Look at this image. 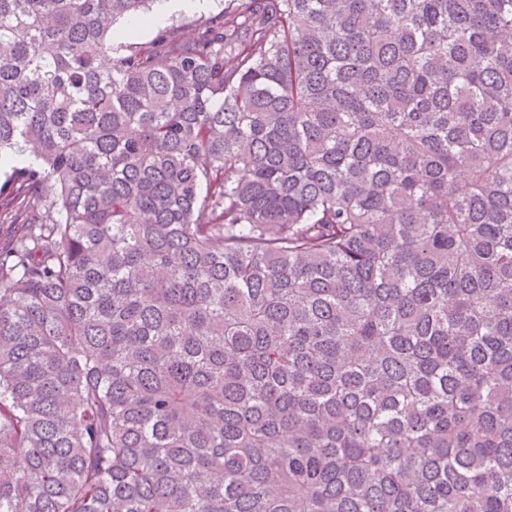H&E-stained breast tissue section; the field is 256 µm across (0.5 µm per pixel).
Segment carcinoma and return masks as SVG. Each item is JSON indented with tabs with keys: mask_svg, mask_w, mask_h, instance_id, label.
<instances>
[{
	"mask_svg": "<svg viewBox=\"0 0 512 512\" xmlns=\"http://www.w3.org/2000/svg\"><path fill=\"white\" fill-rule=\"evenodd\" d=\"M0 0V512H512V0ZM205 0H163L160 8L154 13L156 6H153V11L150 14L153 15L151 24L162 25L166 22L169 15L176 11H192L200 8ZM207 1V6L199 11L192 13H178L173 15L164 27L142 26L132 36L127 43H147L153 40L162 31H174L183 37H189L194 32L196 26L204 19L227 11L231 8L233 1L222 0L223 2Z\"/></svg>",
	"mask_w": 512,
	"mask_h": 512,
	"instance_id": "cac0c4a2",
	"label": "carcinoma"
}]
</instances>
